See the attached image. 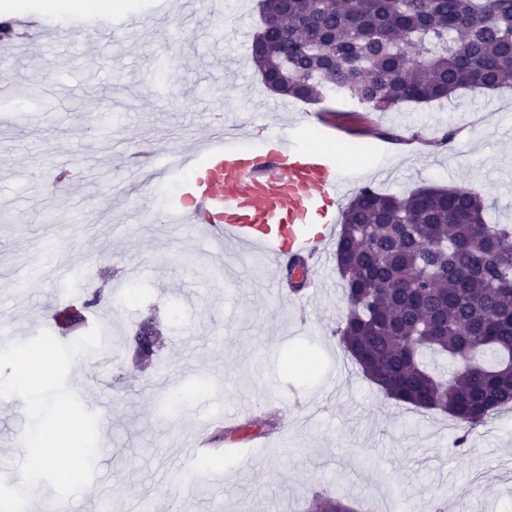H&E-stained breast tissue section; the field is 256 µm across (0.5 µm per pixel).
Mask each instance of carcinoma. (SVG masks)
<instances>
[{
    "label": "carcinoma",
    "mask_w": 512,
    "mask_h": 512,
    "mask_svg": "<svg viewBox=\"0 0 512 512\" xmlns=\"http://www.w3.org/2000/svg\"><path fill=\"white\" fill-rule=\"evenodd\" d=\"M275 49L252 60L264 85L303 101L338 89L372 112L512 85V0H263ZM472 187L404 196L358 190L335 244L345 353L388 398L467 428L512 407V226L488 224ZM101 294L60 315L80 333ZM136 347L155 352L153 322ZM306 512H356L314 495Z\"/></svg>",
    "instance_id": "1"
}]
</instances>
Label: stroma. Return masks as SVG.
<instances>
[{
    "mask_svg": "<svg viewBox=\"0 0 512 512\" xmlns=\"http://www.w3.org/2000/svg\"><path fill=\"white\" fill-rule=\"evenodd\" d=\"M0 11L18 38L0 48V330L24 342L57 310L101 292L91 324L111 343L78 355L67 386L98 417L92 483L70 512H301L314 494H342L359 512L380 497L448 503L453 512H512V410L467 434L446 414L395 403L365 380L338 344L346 312L334 256L320 288L281 303L251 259L208 246L195 224L160 221L177 184L150 176L149 153L190 145L220 128L241 135L307 125L328 152L341 135L317 115L369 141L341 204L363 186L403 195L425 186L481 192L487 218L512 225V90L457 91L441 104L391 112L351 110L334 96L283 100L264 86L250 46L263 29L261 0H223L184 16L167 0L121 8L44 11L43 0ZM93 17L76 29L82 52L46 28ZM136 16L126 39L113 27ZM39 79L43 93L12 88ZM111 114L123 132L95 123ZM73 169L59 179L61 168ZM163 344L140 366L129 334L149 315ZM318 359L288 371L294 351ZM190 392L178 410L170 396ZM19 398L0 401V465L19 467L29 425ZM270 430L265 445L251 433Z\"/></svg>",
    "mask_w": 512,
    "mask_h": 512,
    "instance_id": "1",
    "label": "stroma"
}]
</instances>
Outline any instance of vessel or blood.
<instances>
[{"instance_id":"1","label":"vessel or blood","mask_w":512,"mask_h":512,"mask_svg":"<svg viewBox=\"0 0 512 512\" xmlns=\"http://www.w3.org/2000/svg\"><path fill=\"white\" fill-rule=\"evenodd\" d=\"M163 169L185 173L169 205L174 224L205 225L220 246L266 255L277 269L314 288L316 266L336 232L341 193L334 156L279 132L258 144L227 133L162 151Z\"/></svg>"}]
</instances>
